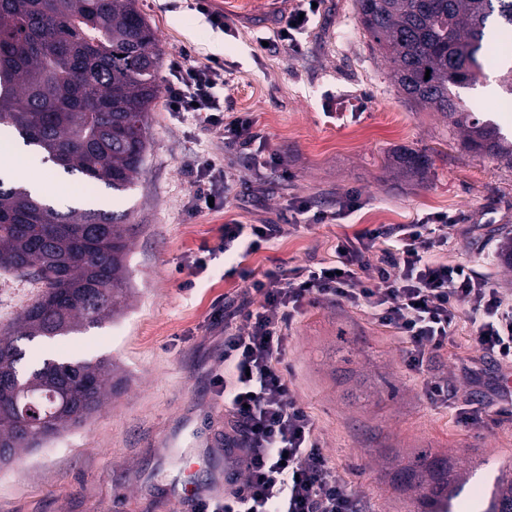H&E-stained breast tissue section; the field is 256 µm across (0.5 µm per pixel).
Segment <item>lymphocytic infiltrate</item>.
I'll return each mask as SVG.
<instances>
[{
    "label": "lymphocytic infiltrate",
    "instance_id": "lymphocytic-infiltrate-1",
    "mask_svg": "<svg viewBox=\"0 0 512 512\" xmlns=\"http://www.w3.org/2000/svg\"><path fill=\"white\" fill-rule=\"evenodd\" d=\"M224 83L223 61L182 55L169 64L164 104L171 117L191 114L206 135L240 150L250 169L275 167L278 159L264 151L265 138L250 113L225 119ZM188 174L186 209L193 213L228 209L242 184L260 196L268 192L265 184L247 183L206 154L196 157ZM360 206L351 192L338 194L334 209L318 211L293 196L279 221L225 222L217 243L202 245L193 258L192 268L200 270L208 257L223 255L225 277L242 282L214 313L224 325V368L214 382L224 395L232 475L223 500L198 503L196 512H366L363 498L325 456L314 419L291 395L282 368L285 335L310 306L356 308L396 333L434 404H447L454 390L447 377H429L425 370L447 347L460 306L468 308L483 355L512 365V298L469 267L437 258L448 246V227L457 222L453 215L432 213L340 238L328 264L260 274L243 268L245 256L297 232L302 220L332 224Z\"/></svg>",
    "mask_w": 512,
    "mask_h": 512
}]
</instances>
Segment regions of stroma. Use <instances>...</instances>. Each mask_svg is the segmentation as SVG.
<instances>
[{"label":"stroma","mask_w":512,"mask_h":512,"mask_svg":"<svg viewBox=\"0 0 512 512\" xmlns=\"http://www.w3.org/2000/svg\"><path fill=\"white\" fill-rule=\"evenodd\" d=\"M161 47L158 77L182 51L224 62V109L248 112L293 174L257 172L274 192L262 202L240 195L229 212L188 214L185 166L208 152L243 172L236 149L176 120L156 100L149 114L148 151L141 174L122 194L85 184L53 169L45 190L127 213V257L134 290L123 315L102 326L60 337L46 348L59 359L111 358L126 378L120 394L81 427L0 466V512H191L176 499L190 482L220 495L231 460L224 447V398L212 383L222 366L224 326L211 314L239 279L224 276V258L203 270L188 265L203 243H215L228 219L255 224L275 218L298 195L330 206L337 193H359L360 210L340 223L315 224L247 256L262 272L279 266L328 263L336 241L378 224H407L437 212L458 217L441 261L463 263L512 294V270L499 245L512 237V168L464 150L447 118L415 107L396 89L355 11V0H321L300 34L301 52L278 41L281 17L297 0H209L225 27L210 22L195 0H138ZM271 39V49L258 46ZM475 111L512 130V104L478 86L461 92ZM426 154L424 176L393 165L396 152ZM475 329L460 312L433 374L461 390L463 367L479 354ZM402 341L363 312L320 304L308 308L284 341L288 386L315 420L332 466L364 498L368 512H420L395 475L418 453L467 458L476 466L453 512H484V492L503 463H512V417L471 426L455 407L431 403L422 377L405 361Z\"/></svg>","instance_id":"35a3bbf8"}]
</instances>
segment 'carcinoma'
<instances>
[{
  "instance_id": "carcinoma-1",
  "label": "carcinoma",
  "mask_w": 512,
  "mask_h": 512,
  "mask_svg": "<svg viewBox=\"0 0 512 512\" xmlns=\"http://www.w3.org/2000/svg\"><path fill=\"white\" fill-rule=\"evenodd\" d=\"M356 10L399 91L447 117L466 150L512 168V140L460 97L483 74L480 56L512 35V0H356ZM159 56L137 0H0V129L65 173L123 193L144 163ZM394 161L412 177L428 167L406 150ZM125 220L92 207L62 212L0 180V269L43 285L14 333L0 337L1 464L81 426L122 382L109 359L58 361L22 342L124 311L132 296ZM398 476L421 512H451L469 482L463 460L426 454ZM487 512H512V468L495 479Z\"/></svg>"
}]
</instances>
